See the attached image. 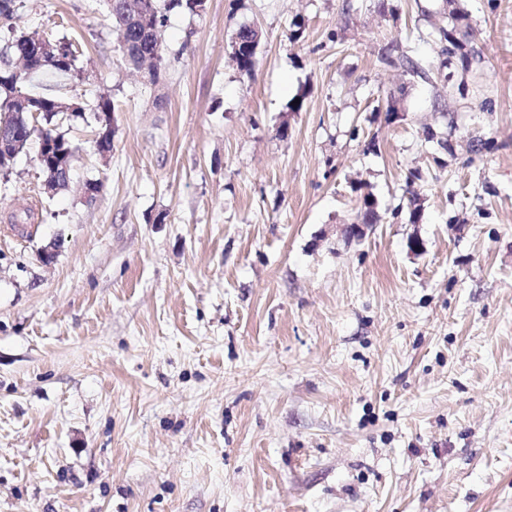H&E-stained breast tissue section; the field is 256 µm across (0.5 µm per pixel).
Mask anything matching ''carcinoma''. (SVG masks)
<instances>
[{
    "instance_id": "obj_1",
    "label": "carcinoma",
    "mask_w": 512,
    "mask_h": 512,
    "mask_svg": "<svg viewBox=\"0 0 512 512\" xmlns=\"http://www.w3.org/2000/svg\"><path fill=\"white\" fill-rule=\"evenodd\" d=\"M112 27L118 33L120 42L129 64L139 68L146 60L144 56L154 55L157 61L151 64L153 68L161 67L162 48L156 46L151 37L141 38L140 35L128 25L127 15L124 9L137 8L142 5L152 12L154 24L160 29L164 26L166 12L174 9L192 10L191 0H105ZM21 7L19 0H0V28L11 27L14 14ZM471 34V24L468 13L459 3L452 0L448 13L444 15L442 22L428 33V36L438 41L443 48L446 60L441 67L436 69L435 76L438 79L448 78L444 69L451 67L452 63L460 65L462 71H468L477 54L468 47ZM40 38L38 34L19 33L12 34L0 49V126L12 129L15 134L23 138H41L43 136L54 139L55 151L70 155L75 158L72 143L61 131L62 124L59 120L63 116L53 111V102L58 100L56 96L42 95L40 101L46 103L45 111L40 114L41 127L30 128L21 118L20 112L24 111L23 102L36 97L28 87L29 78L42 71H54L69 76L72 79H84L83 70L78 68V48L71 41L64 38H48L61 45L65 49V61L63 64H38L33 62L31 70L17 71L12 68V60L19 59L26 54L27 44L35 43ZM381 60L398 65L412 76L428 78L429 70L425 69L418 59L401 51L397 54L390 52L381 55ZM91 111L97 122H102L103 117L116 112L113 101L106 95H99L95 104L87 109L80 107L73 112V117L81 118L86 111Z\"/></svg>"
}]
</instances>
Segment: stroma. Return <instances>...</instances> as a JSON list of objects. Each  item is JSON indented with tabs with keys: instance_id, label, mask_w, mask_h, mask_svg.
<instances>
[{
	"instance_id": "stroma-1",
	"label": "stroma",
	"mask_w": 512,
	"mask_h": 512,
	"mask_svg": "<svg viewBox=\"0 0 512 512\" xmlns=\"http://www.w3.org/2000/svg\"><path fill=\"white\" fill-rule=\"evenodd\" d=\"M461 3L450 90L381 60L439 65L444 0H206L155 85L102 0H24L87 74L33 92L118 110L104 157L64 121L69 190L0 174V512H512V0ZM458 0L450 1L448 13L444 14L442 22L428 33V36L438 41L443 48V55L446 60L436 69L433 74L438 79L451 80L453 72H444V68H450L453 61H456L462 71L466 72L472 66L477 54L473 48L468 49L471 34V24L468 13L457 3ZM248 32H256L257 35L253 40L247 41V42H241L238 41L237 44L234 47V55L240 54V49L243 48L246 52L252 53V58L254 59L258 50V40L260 36V31L257 27L250 26L248 29ZM232 56L233 61L236 63V67L239 70V72L245 74V75H252L253 69H254V61L247 58L243 62L236 61L235 56ZM381 60L390 64L398 65L412 76L429 79L430 69H425L418 59L412 57L407 52L401 51L393 55L391 51L382 54ZM371 196H373L371 193H367L362 199L361 211H363V224H343L342 233L344 238L349 242L359 243L363 241L372 230L373 224L371 220L375 213L368 207V199Z\"/></svg>"
}]
</instances>
